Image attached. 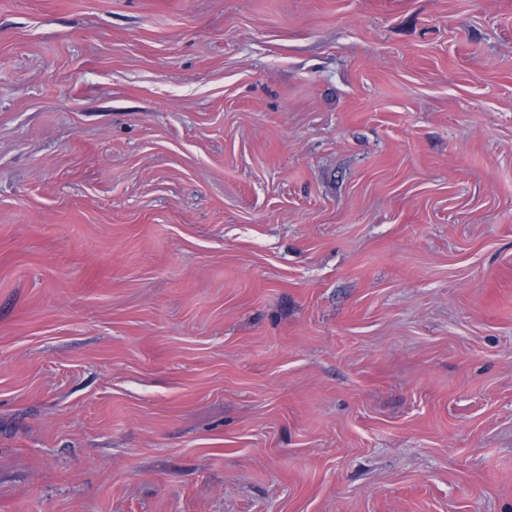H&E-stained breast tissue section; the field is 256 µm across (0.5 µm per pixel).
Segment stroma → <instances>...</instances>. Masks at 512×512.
<instances>
[{"label":"stroma","mask_w":512,"mask_h":512,"mask_svg":"<svg viewBox=\"0 0 512 512\" xmlns=\"http://www.w3.org/2000/svg\"><path fill=\"white\" fill-rule=\"evenodd\" d=\"M0 512H512V0H0Z\"/></svg>","instance_id":"1"}]
</instances>
